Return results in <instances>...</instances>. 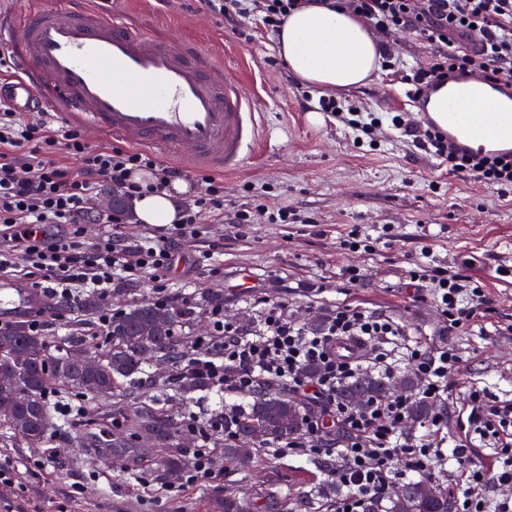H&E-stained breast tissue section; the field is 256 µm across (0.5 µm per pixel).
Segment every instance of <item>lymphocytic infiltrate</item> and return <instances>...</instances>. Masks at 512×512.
I'll use <instances>...</instances> for the list:
<instances>
[{
	"mask_svg": "<svg viewBox=\"0 0 512 512\" xmlns=\"http://www.w3.org/2000/svg\"><path fill=\"white\" fill-rule=\"evenodd\" d=\"M313 2L201 0L231 26H244L252 18L271 31L291 12ZM332 5L378 36L385 63L394 60L392 36L415 35L425 41L427 62L400 76L416 98L473 73L495 86L512 83V0H332ZM319 105L337 113L360 137H374L384 125L381 117L350 100L324 95ZM390 123L414 147L446 161L449 173L502 190L512 188V163L459 149L437 128L415 122L405 112L393 115ZM70 157L75 160L71 166L66 163ZM138 171L149 172L150 181L135 182ZM184 177L150 154L91 144L82 128L57 127L44 116L27 118L0 103V276L23 279L54 302L74 303L84 293H95L103 301L97 316L101 328L112 317L114 288L139 286L147 299L171 304L167 274L197 246L202 214L227 217L238 230L264 215V208L225 213L223 181L205 176L200 195L179 210L175 224L136 236L128 232L124 212L97 213L93 201L103 186L132 201L146 192H163ZM412 276L431 284L448 328L471 324L491 311L483 289L466 288L463 277L447 268L425 263ZM209 316L224 339V354L213 357L209 338H201L187 371L206 377L210 387L228 396H249L276 382L318 404L320 417L288 442L289 451L322 455L328 428L339 423L348 428L350 438L337 449L333 469L345 492L332 512H365L369 500L384 496L399 481L443 472L456 483L455 512H512V444L503 443L497 451L498 481L508 493L489 501L481 493L483 469L473 463L471 449L441 448L442 416L429 419L424 439L417 442L400 433L411 398L391 396L362 409L336 398L340 387L365 371L389 379L408 363L420 378L415 398L446 402L448 371L460 360L453 350L420 343L400 348L403 326L358 305L336 307L316 330L288 315L280 302L265 303L248 332L225 318L223 309H212ZM343 339L369 346L368 356L360 360L337 355L336 343ZM311 366L316 369L312 375L307 372Z\"/></svg>",
	"mask_w": 512,
	"mask_h": 512,
	"instance_id": "obj_1",
	"label": "lymphocytic infiltrate"
}]
</instances>
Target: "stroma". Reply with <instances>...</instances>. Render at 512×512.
<instances>
[{"label": "stroma", "mask_w": 512, "mask_h": 512, "mask_svg": "<svg viewBox=\"0 0 512 512\" xmlns=\"http://www.w3.org/2000/svg\"><path fill=\"white\" fill-rule=\"evenodd\" d=\"M122 8L131 23L150 21L154 35L195 41L216 60H223L225 47L239 49L243 76L264 99V142L239 173L225 177L224 210L257 200L268 211L288 208L305 218L301 224L262 219L237 237L202 215L211 232L200 250L212 252L211 264L222 274L179 263L167 281L171 294L182 300L221 291L225 314L246 330L256 324L265 299L285 303L288 314L309 328L337 306L361 305L394 319L429 347L455 349L461 361L448 372L451 395L436 407L445 416L441 438L447 446L470 444L473 462L485 469L482 491L495 497L493 441L469 425V394L478 390L486 400L512 405V190L449 175L445 162L412 147L394 128L360 146L330 113L312 123L309 100L285 78L274 32L259 21L236 32L198 0H124ZM353 93L374 112L406 109L405 87L386 69ZM388 226L400 237L387 239ZM355 234L374 238V251L350 250L347 241ZM424 245L436 265L484 290L493 308L484 321L446 327L432 288L411 278ZM351 267L359 273L354 283L346 275ZM248 403L247 397L228 399L206 389L173 409L205 420ZM147 454L144 447H125L118 431L110 447L92 455L63 435L44 448L0 445V466L15 473L14 487L0 491V499L14 512H224L226 492H250L258 483L250 468L218 460L209 482L173 489L158 476H141L137 462ZM281 461L291 490L328 485L342 495L331 473L335 456L285 455Z\"/></svg>", "instance_id": "1"}]
</instances>
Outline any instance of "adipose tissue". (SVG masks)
<instances>
[{
	"mask_svg": "<svg viewBox=\"0 0 512 512\" xmlns=\"http://www.w3.org/2000/svg\"><path fill=\"white\" fill-rule=\"evenodd\" d=\"M277 50L289 70L300 81L320 88L350 89L363 85L379 67L380 50L372 34L347 14L325 5H314L292 12L275 37ZM456 105L462 112H488L512 102L495 97L489 87L451 85L435 95L432 112L447 111ZM185 183H174L172 190L149 193L134 202L139 222L160 226L174 223L175 194L185 192Z\"/></svg>",
	"mask_w": 512,
	"mask_h": 512,
	"instance_id": "ef3b65f1",
	"label": "adipose tissue"
}]
</instances>
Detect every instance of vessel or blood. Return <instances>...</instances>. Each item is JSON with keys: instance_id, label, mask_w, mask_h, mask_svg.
Listing matches in <instances>:
<instances>
[{"instance_id": "obj_1", "label": "vessel or blood", "mask_w": 512, "mask_h": 512, "mask_svg": "<svg viewBox=\"0 0 512 512\" xmlns=\"http://www.w3.org/2000/svg\"><path fill=\"white\" fill-rule=\"evenodd\" d=\"M11 48L0 102L24 114L52 113L99 135L168 156L190 171L238 172L262 134L258 100L234 65L200 46L174 45L120 8L92 0H31L0 10V47ZM484 124L489 154L512 159V142Z\"/></svg>"}]
</instances>
